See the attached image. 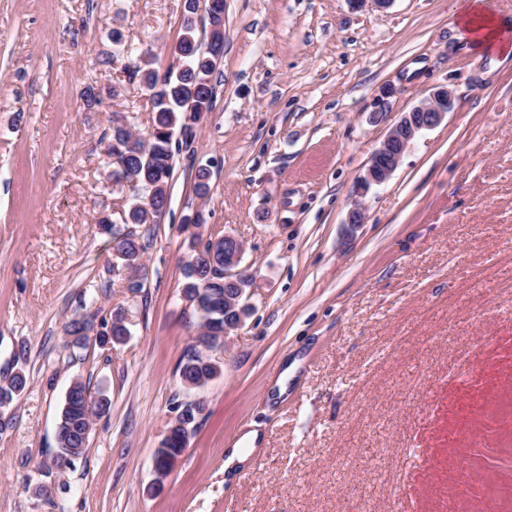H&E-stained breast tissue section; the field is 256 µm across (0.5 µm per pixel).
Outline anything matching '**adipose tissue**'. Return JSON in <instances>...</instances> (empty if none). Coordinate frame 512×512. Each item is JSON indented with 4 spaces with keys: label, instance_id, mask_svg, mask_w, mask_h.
Listing matches in <instances>:
<instances>
[{
    "label": "adipose tissue",
    "instance_id": "adipose-tissue-1",
    "mask_svg": "<svg viewBox=\"0 0 512 512\" xmlns=\"http://www.w3.org/2000/svg\"><path fill=\"white\" fill-rule=\"evenodd\" d=\"M455 22L460 38L477 53L512 56V24L486 11L481 0H460Z\"/></svg>",
    "mask_w": 512,
    "mask_h": 512
}]
</instances>
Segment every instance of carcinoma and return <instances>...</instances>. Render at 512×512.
<instances>
[{"label": "carcinoma", "mask_w": 512, "mask_h": 512, "mask_svg": "<svg viewBox=\"0 0 512 512\" xmlns=\"http://www.w3.org/2000/svg\"><path fill=\"white\" fill-rule=\"evenodd\" d=\"M201 2L209 21H224V0H187V15L175 46V53L182 59L181 68L162 76L149 67L132 72V77L139 78L150 92L153 124L149 128L147 150L140 151L143 139L135 141L131 148L128 134L119 127L112 129V138L105 150L107 164L124 163L135 181V202L123 213L124 224H152L161 214L173 169V146L190 144L194 136L193 120L212 107L215 88L211 77L217 61L224 55V36L211 33L205 41L197 36L195 14ZM113 224L109 215L98 221L100 227L112 233L113 259L123 266L139 262L144 247L136 238L112 231ZM184 277L181 293L190 302L204 332L195 338L180 367L179 377L183 385L199 387L221 372V365L203 354V349L209 347L214 331L221 329L224 321L237 318L236 309L226 304L209 306L212 301H224V294L231 293V286L224 283V248H214L210 241L203 244L186 261ZM104 329L113 343L123 342L129 334L119 311L112 314L111 324L104 325ZM27 384L24 372H14L0 382V397L16 391L21 393ZM109 406L108 399L93 396L82 380L73 381L66 393L57 428L56 458L66 457L67 465H73L86 450L87 443L81 441V435L91 432L92 417L105 413Z\"/></svg>", "instance_id": "carcinoma-1"}]
</instances>
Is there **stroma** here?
I'll return each instance as SVG.
<instances>
[{"mask_svg": "<svg viewBox=\"0 0 512 512\" xmlns=\"http://www.w3.org/2000/svg\"><path fill=\"white\" fill-rule=\"evenodd\" d=\"M455 7L224 0L212 108L174 154L166 210L134 228L133 292L98 225L130 200L104 151L113 114L147 135L148 93L126 69L178 68L184 0H0V375L28 377L0 415V512H483L474 488L512 512V60L459 41ZM439 87L444 121L359 191L392 124ZM227 233L250 310L221 373L188 389L200 328L183 266ZM78 310L123 311L126 341L73 346ZM76 377L110 408L61 469ZM191 402L196 430L152 491ZM251 430L246 460L225 465Z\"/></svg>", "mask_w": 512, "mask_h": 512, "instance_id": "obj_1", "label": "stroma"}]
</instances>
